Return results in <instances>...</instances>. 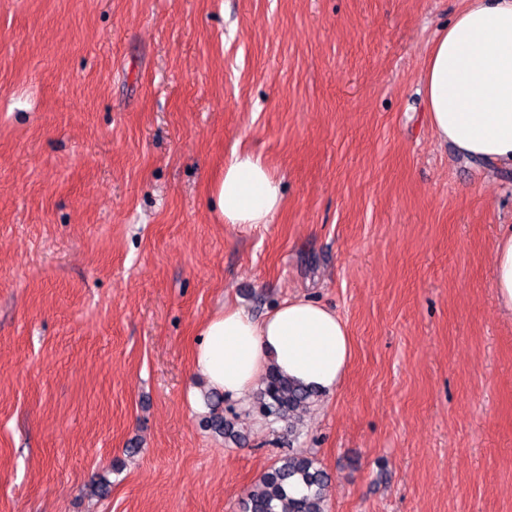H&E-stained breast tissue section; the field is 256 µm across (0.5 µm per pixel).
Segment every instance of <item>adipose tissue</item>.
Wrapping results in <instances>:
<instances>
[{"instance_id":"obj_1","label":"adipose tissue","mask_w":512,"mask_h":512,"mask_svg":"<svg viewBox=\"0 0 512 512\" xmlns=\"http://www.w3.org/2000/svg\"><path fill=\"white\" fill-rule=\"evenodd\" d=\"M424 88L438 141L512 168V0H462L431 47ZM282 181L262 155L233 148L212 186L220 221L272 223L283 204ZM492 288L500 309L512 315V233L496 244ZM352 357L351 336L336 311L296 296L259 318L235 304L210 317L193 349L191 373L241 397L274 369L331 395Z\"/></svg>"}]
</instances>
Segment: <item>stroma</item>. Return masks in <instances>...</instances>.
Instances as JSON below:
<instances>
[{
    "instance_id": "obj_1",
    "label": "stroma",
    "mask_w": 512,
    "mask_h": 512,
    "mask_svg": "<svg viewBox=\"0 0 512 512\" xmlns=\"http://www.w3.org/2000/svg\"><path fill=\"white\" fill-rule=\"evenodd\" d=\"M461 0H0V512H240L312 457L327 512H512V170L440 144L424 67ZM283 178L224 224L234 145ZM336 310L353 358L300 433L191 352L224 303ZM492 288L500 309L512 315V232L496 244Z\"/></svg>"
}]
</instances>
